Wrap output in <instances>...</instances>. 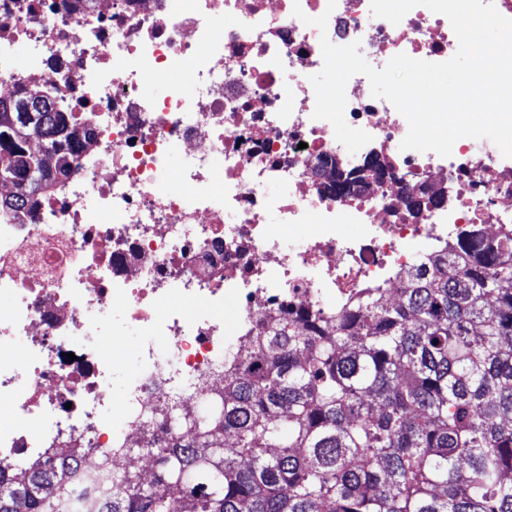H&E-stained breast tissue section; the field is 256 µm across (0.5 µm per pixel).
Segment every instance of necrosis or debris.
<instances>
[{
	"instance_id": "4bbe7bcc",
	"label": "necrosis or debris",
	"mask_w": 512,
	"mask_h": 512,
	"mask_svg": "<svg viewBox=\"0 0 512 512\" xmlns=\"http://www.w3.org/2000/svg\"><path fill=\"white\" fill-rule=\"evenodd\" d=\"M324 35L378 69L458 49L445 16L394 25L370 0H0V98L38 85L86 132L62 183L0 212L1 476L58 448L120 476L221 395L281 303L330 312L474 228L512 232L498 148L401 150L407 119L361 74L345 119L370 143L349 153L314 118ZM174 296L193 313H159Z\"/></svg>"
}]
</instances>
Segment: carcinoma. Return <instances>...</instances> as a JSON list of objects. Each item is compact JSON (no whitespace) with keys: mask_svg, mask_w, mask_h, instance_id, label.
I'll return each mask as SVG.
<instances>
[{"mask_svg":"<svg viewBox=\"0 0 512 512\" xmlns=\"http://www.w3.org/2000/svg\"><path fill=\"white\" fill-rule=\"evenodd\" d=\"M80 132L38 87L0 102V210L36 204ZM39 141L42 153L27 149ZM334 312L283 306L102 512H512V236L481 229ZM66 453L0 480V512H65Z\"/></svg>","mask_w":512,"mask_h":512,"instance_id":"cac0c4a2","label":"carcinoma"}]
</instances>
